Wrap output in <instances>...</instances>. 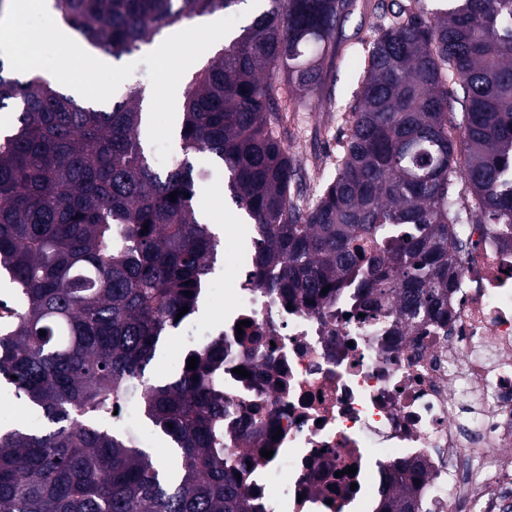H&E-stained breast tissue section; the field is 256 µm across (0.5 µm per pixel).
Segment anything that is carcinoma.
Wrapping results in <instances>:
<instances>
[{"label":"carcinoma","mask_w":512,"mask_h":512,"mask_svg":"<svg viewBox=\"0 0 512 512\" xmlns=\"http://www.w3.org/2000/svg\"><path fill=\"white\" fill-rule=\"evenodd\" d=\"M246 0H52L114 57L166 29ZM187 82L180 155L157 171L141 91L108 111L0 60V381L39 416L0 433V512H262L224 465L222 400L210 350L150 382L146 370L194 310L224 244L198 207L206 171L253 226L260 287L308 304L322 288L353 309L447 314L451 226L512 228V0H375L363 14L366 76L333 170L306 201L285 104L308 109L359 0H262ZM177 193L170 201L171 193ZM193 295L187 296L185 292ZM45 335H40V332ZM135 401L164 435L161 461L112 422ZM403 484L381 512H414Z\"/></svg>","instance_id":"cac0c4a2"}]
</instances>
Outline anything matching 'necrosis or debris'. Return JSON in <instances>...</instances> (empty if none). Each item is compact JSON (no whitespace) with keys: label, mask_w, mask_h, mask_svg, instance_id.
<instances>
[{"label":"necrosis or debris","mask_w":512,"mask_h":512,"mask_svg":"<svg viewBox=\"0 0 512 512\" xmlns=\"http://www.w3.org/2000/svg\"><path fill=\"white\" fill-rule=\"evenodd\" d=\"M455 267L444 320L378 327L374 310L291 305L247 272L223 325L184 337L186 356L252 352L219 385L239 428L260 426L224 456L263 512H378L400 481L415 512H512V233L469 225Z\"/></svg>","instance_id":"1"}]
</instances>
